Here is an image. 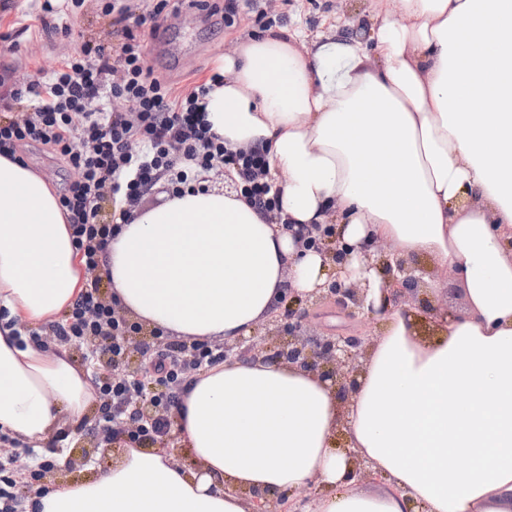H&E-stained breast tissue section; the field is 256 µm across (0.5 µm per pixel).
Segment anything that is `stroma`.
Masks as SVG:
<instances>
[{"instance_id": "35a3bbf8", "label": "stroma", "mask_w": 512, "mask_h": 512, "mask_svg": "<svg viewBox=\"0 0 512 512\" xmlns=\"http://www.w3.org/2000/svg\"><path fill=\"white\" fill-rule=\"evenodd\" d=\"M155 19L159 36H145L142 52L148 67L163 76L176 93L190 92L215 71L220 59L231 53L242 40L259 35L251 6L241 5L237 21L225 27L220 16L209 15L191 6L189 0H171ZM268 13L276 26L302 32L304 40L334 26L370 28L375 21L371 0H271ZM39 0H14L11 9L0 11V66L10 68L7 85L0 86V97L9 89L23 88L38 70H49L84 44L112 47L121 38L122 27L104 10V0H82L69 10L66 19L69 36L47 35L40 19ZM287 306L303 313V329L309 334L327 336L361 334L375 336L381 324L374 312L363 311L349 319L337 315L330 306L310 308L308 297L289 296ZM71 446L88 450L85 458L51 466L48 478L81 480L90 471H104L112 464L111 450L98 448L91 435L70 424Z\"/></svg>"}]
</instances>
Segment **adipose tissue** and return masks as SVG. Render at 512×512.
<instances>
[{
  "label": "adipose tissue",
  "mask_w": 512,
  "mask_h": 512,
  "mask_svg": "<svg viewBox=\"0 0 512 512\" xmlns=\"http://www.w3.org/2000/svg\"><path fill=\"white\" fill-rule=\"evenodd\" d=\"M369 35L284 28L242 42L207 80L205 111L233 150L267 153L281 224L236 193L199 189L139 207L100 274L139 323L185 340L235 343L346 270L382 307L357 386L296 365L227 361L197 375L175 426L195 468L166 448H127L107 471L57 479L27 512H512V0H372ZM334 224L345 265L303 249L282 223ZM429 262L465 288L462 315L419 336L392 280L363 263ZM86 274L57 190L0 155V432L42 451L96 399L69 345L36 332L70 309ZM342 435L344 447L334 445ZM362 460L378 491L357 489ZM320 493L306 499L310 486Z\"/></svg>",
  "instance_id": "obj_1"
}]
</instances>
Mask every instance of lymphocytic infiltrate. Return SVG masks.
Wrapping results in <instances>:
<instances>
[{
	"mask_svg": "<svg viewBox=\"0 0 512 512\" xmlns=\"http://www.w3.org/2000/svg\"><path fill=\"white\" fill-rule=\"evenodd\" d=\"M146 22L139 17L136 30H125L113 50L87 46L39 74L14 95L26 102V111L0 120L1 155L12 157L23 144L38 143L77 174L61 203L88 278L50 331L56 342L81 350L92 369L97 416L81 427L103 447L145 448L167 436L191 378L224 360L223 345L175 340L160 329L147 333L120 315L98 273L119 219L129 218L156 185L179 195L200 187L202 174L219 167L236 171L241 197L266 220L276 222L280 212L265 152L225 149L205 120V86L174 94L146 66L137 32ZM119 196L125 208L119 219L106 220L103 203ZM133 352L141 366L130 372L126 361Z\"/></svg>",
	"mask_w": 512,
	"mask_h": 512,
	"instance_id": "f902f5d3",
	"label": "lymphocytic infiltrate"
}]
</instances>
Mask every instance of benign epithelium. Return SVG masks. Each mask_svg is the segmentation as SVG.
I'll use <instances>...</instances> for the list:
<instances>
[{"instance_id": "7a95c632", "label": "benign epithelium", "mask_w": 512, "mask_h": 512, "mask_svg": "<svg viewBox=\"0 0 512 512\" xmlns=\"http://www.w3.org/2000/svg\"><path fill=\"white\" fill-rule=\"evenodd\" d=\"M323 249L338 264L345 259L341 248L339 235H334L324 241ZM398 270L406 273L398 288L392 291L388 300L399 304H413L418 300L417 284L419 278L406 272L403 264H398ZM331 301L336 304L337 313L353 318L365 307V289L355 283H347L339 278L330 280L323 288L314 293L312 304ZM369 337L350 336H321L309 335L302 328V318L296 316L293 310H288V333L274 328L262 336H251L235 344L224 345L226 358L246 359L260 355L267 359L298 364L332 382L340 399L349 400L360 367V358Z\"/></svg>"}]
</instances>
